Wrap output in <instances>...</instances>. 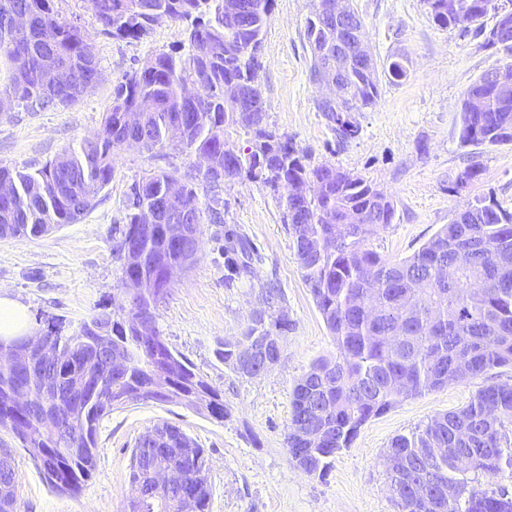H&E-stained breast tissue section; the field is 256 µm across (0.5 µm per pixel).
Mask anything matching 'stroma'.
I'll return each mask as SVG.
<instances>
[{
	"label": "stroma",
	"instance_id": "35a3bbf8",
	"mask_svg": "<svg viewBox=\"0 0 512 512\" xmlns=\"http://www.w3.org/2000/svg\"><path fill=\"white\" fill-rule=\"evenodd\" d=\"M56 6L91 36L103 78L69 107L30 112L16 105L0 112L2 165L32 172L96 138L114 88L149 58L187 45L179 22L164 19L143 38L123 40L101 32L85 0H56ZM353 6L377 62L407 58V78L384 83L376 106L357 113V136L340 142L315 108L319 91L309 79L303 41L309 0H275L257 73L268 124L305 149L311 164H334L392 195L396 220L368 241L389 259L411 256L456 213L479 202L491 199L512 213V144L474 147L459 139L464 93L501 64L502 53L435 25L423 0H353ZM473 165L481 169L478 179L457 188L458 175ZM160 170L200 172L197 157L178 149L118 148L111 183L78 223L40 238L0 239V295L19 302L32 319L76 324L104 306L120 311L122 262L113 245L124 227L127 193L134 181ZM220 197L224 221L202 225L195 260L159 303L156 327L223 392L230 417L219 422L178 404L114 410L98 429L97 468L74 497L52 489L20 441L1 430L0 446L11 449L16 462L18 512H125L132 450L163 422L204 448L211 470L208 512H398L384 460L390 441L463 407L484 386L512 385V368L504 367L402 399L364 425L324 476L303 473L285 445L292 388L314 361L335 357L336 344L295 259L283 222L284 191L240 180L224 185ZM228 233L255 253L246 271L224 252ZM272 288L281 290L291 322L282 358L261 376L244 378L218 351L240 334Z\"/></svg>",
	"mask_w": 512,
	"mask_h": 512
}]
</instances>
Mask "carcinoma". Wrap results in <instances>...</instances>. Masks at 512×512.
<instances>
[{"label":"carcinoma","instance_id":"1","mask_svg":"<svg viewBox=\"0 0 512 512\" xmlns=\"http://www.w3.org/2000/svg\"><path fill=\"white\" fill-rule=\"evenodd\" d=\"M474 13L476 20L498 16V0H424L433 22L453 27L448 2ZM102 31L120 39H140L158 20L188 23V50L160 53L148 59L125 82L117 85L112 106L104 114L102 133L78 149L64 152L35 173L0 165V186L9 185L11 197H0V238L43 236L65 224L77 223L112 181V152L129 138L144 139L142 149L153 151L174 144L191 153H205L209 170L204 180L219 203L222 185L241 176L286 191L284 223L292 234V248L305 283L336 342V357L321 359L292 389V411L285 445L289 459L296 449H308L309 474L322 476L331 459L352 446L365 423L390 410L402 399L421 396L449 382H464L494 369L512 367V214L495 203L468 207L401 261L383 258L366 241L393 223L394 200L364 177L332 164L312 165L306 151L267 123V105L254 84L273 0H253L246 22L231 28L224 21V0H88ZM327 0H310L304 36L311 52L310 79H315L324 52L336 51V24L325 15ZM30 14L25 31L14 30L7 17L15 6ZM506 62L484 71L464 96H482L490 102L484 112L461 110L460 141L464 145L498 146L512 143V99H500L490 76L512 74V46L485 39ZM0 51L11 71V82L1 95L27 109L45 110L71 105L101 81L99 61L89 36L61 19L55 0H0ZM70 69V84L52 89L44 73L59 63ZM408 73L407 60L396 57L378 68L375 59L355 65L344 100L316 102L336 137L354 138L359 126L355 113L374 107L383 81H399ZM248 89L252 110H227L229 96ZM241 130L251 146L241 150L230 133ZM182 183L197 197L194 177L161 172L137 181L136 200H127L126 232L133 236L129 254L124 240L116 242L123 255L122 277L153 278L158 291L148 303L144 322L150 329L140 339L135 330L116 326L124 338L129 372L124 385L141 383L155 357L172 374L174 396L157 392L159 402H176L204 414L214 404L218 421L230 416L224 394L179 352L169 346L156 327L158 303L170 292L166 277L174 265L190 266L186 257L157 229L146 227L147 213L168 185ZM297 182L312 187L296 200L290 187ZM351 213L362 223L346 224ZM310 235L327 241V250L311 257ZM266 314L248 323L241 334L224 340L219 351L224 365L242 377L252 374L239 353L253 339L283 342L290 321L280 305L281 295L269 289ZM83 321L69 329L60 318L48 320L54 341L65 358L63 375L75 379L95 370L83 358ZM34 391L25 366L0 369V429L10 430L39 463L49 485L59 493L76 495L96 470L86 449L97 448L100 422L112 413L98 403L66 402L55 409L71 418V434L56 439L40 431L32 411L17 408L11 395ZM512 385L492 384L479 389L463 407L439 414L424 427L393 438L387 454L403 460V468L389 473V488L400 512H512V492L488 491L482 479L512 478ZM322 433L317 442L303 440L295 430ZM169 429L193 448L187 459L160 453L156 468L183 467L191 474L200 512H207L210 468L205 450L178 427ZM453 448L452 454L441 449ZM146 453L131 455L130 484L144 475ZM458 495L448 498V485ZM178 489L161 490L128 512H179Z\"/></svg>","mask_w":512,"mask_h":512}]
</instances>
